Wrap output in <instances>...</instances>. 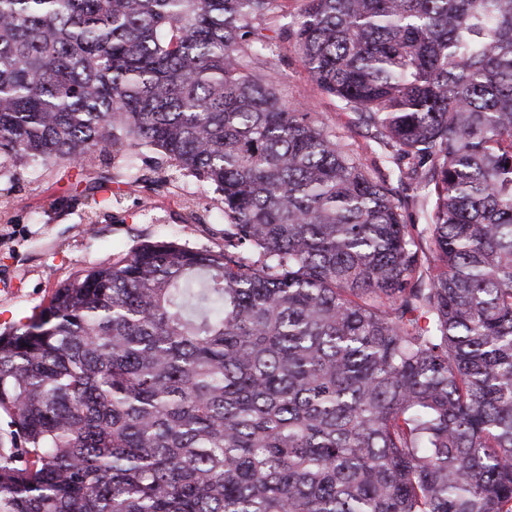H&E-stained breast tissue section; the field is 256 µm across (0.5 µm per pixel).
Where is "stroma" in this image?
I'll return each mask as SVG.
<instances>
[{
    "label": "stroma",
    "mask_w": 512,
    "mask_h": 512,
    "mask_svg": "<svg viewBox=\"0 0 512 512\" xmlns=\"http://www.w3.org/2000/svg\"><path fill=\"white\" fill-rule=\"evenodd\" d=\"M281 99L311 111L329 134L357 152L375 172L387 168L366 128L352 112L337 106L316 84L300 53L283 45L277 69ZM72 194L63 167L18 170L12 203L0 208V231L14 237L0 240V330L26 321L44 305L54 288L72 281L80 271L106 264L118 252L161 237L191 248L219 249L224 244V217L211 189L182 178L157 191L138 189L111 206L96 224L83 217L86 199L74 208L60 207ZM193 197L205 211V223H188L182 201Z\"/></svg>",
    "instance_id": "35a3bbf8"
}]
</instances>
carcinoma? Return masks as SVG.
<instances>
[{"mask_svg":"<svg viewBox=\"0 0 512 512\" xmlns=\"http://www.w3.org/2000/svg\"><path fill=\"white\" fill-rule=\"evenodd\" d=\"M0 0V173L219 193L0 333V512H512V0ZM426 224L281 102L280 39Z\"/></svg>","mask_w":512,"mask_h":512,"instance_id":"1","label":"carcinoma"}]
</instances>
